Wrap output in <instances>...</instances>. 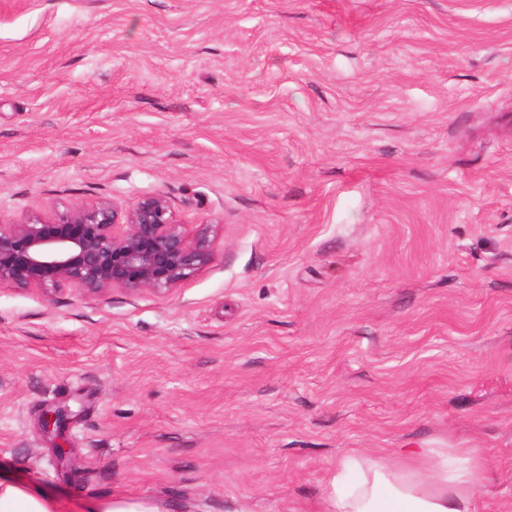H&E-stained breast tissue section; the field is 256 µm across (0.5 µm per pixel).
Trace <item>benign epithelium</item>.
<instances>
[{
  "mask_svg": "<svg viewBox=\"0 0 512 512\" xmlns=\"http://www.w3.org/2000/svg\"><path fill=\"white\" fill-rule=\"evenodd\" d=\"M215 252L212 225L189 228L160 192L126 204L101 198L0 221V286L166 293L208 267ZM65 423L66 414L54 411L43 428L58 437Z\"/></svg>",
  "mask_w": 512,
  "mask_h": 512,
  "instance_id": "7a95c632",
  "label": "benign epithelium"
}]
</instances>
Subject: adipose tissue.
I'll return each mask as SVG.
<instances>
[{"mask_svg":"<svg viewBox=\"0 0 512 512\" xmlns=\"http://www.w3.org/2000/svg\"><path fill=\"white\" fill-rule=\"evenodd\" d=\"M491 482L479 448H410L398 460L350 450L324 480L320 512H477ZM0 477V512H60Z\"/></svg>","mask_w":512,"mask_h":512,"instance_id":"ef3b65f1","label":"adipose tissue"}]
</instances>
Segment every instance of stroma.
I'll return each instance as SVG.
<instances>
[{
	"instance_id": "obj_1",
	"label": "stroma",
	"mask_w": 512,
	"mask_h": 512,
	"mask_svg": "<svg viewBox=\"0 0 512 512\" xmlns=\"http://www.w3.org/2000/svg\"><path fill=\"white\" fill-rule=\"evenodd\" d=\"M144 191L214 261L0 287L1 474L318 512L347 450L480 448L512 512V0H0V219Z\"/></svg>"
}]
</instances>
